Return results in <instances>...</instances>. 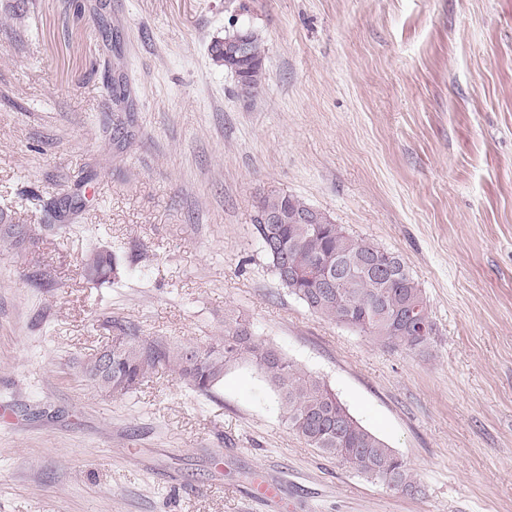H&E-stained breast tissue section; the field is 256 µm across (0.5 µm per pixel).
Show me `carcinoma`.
Returning a JSON list of instances; mask_svg holds the SVG:
<instances>
[{
  "label": "carcinoma",
  "instance_id": "1",
  "mask_svg": "<svg viewBox=\"0 0 512 512\" xmlns=\"http://www.w3.org/2000/svg\"><path fill=\"white\" fill-rule=\"evenodd\" d=\"M251 49L247 84L241 88L245 95L261 85L265 72L263 42L255 33ZM311 210L303 199L286 193H271L258 202L255 229L282 287L311 312L384 346L415 349L427 344L430 337L406 333L398 323L402 316L411 317L434 331L422 288L402 256L350 235L322 211L312 224L293 221ZM267 211L288 213V223H263L261 214ZM116 266L111 252L95 251L85 263L86 278L104 282ZM116 329L111 342L102 346L110 351L108 365L96 353L76 365L78 376L96 391L125 396L164 366L190 389L207 396L224 381L230 366L251 361L278 396L289 431L367 479L407 494L416 491L404 461L364 428L322 379L259 340L246 324L224 322V337L208 346H169L131 326L119 324Z\"/></svg>",
  "mask_w": 512,
  "mask_h": 512
}]
</instances>
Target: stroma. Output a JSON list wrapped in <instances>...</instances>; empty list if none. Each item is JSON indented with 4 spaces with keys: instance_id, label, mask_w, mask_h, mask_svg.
Listing matches in <instances>:
<instances>
[{
    "instance_id": "stroma-1",
    "label": "stroma",
    "mask_w": 512,
    "mask_h": 512,
    "mask_svg": "<svg viewBox=\"0 0 512 512\" xmlns=\"http://www.w3.org/2000/svg\"><path fill=\"white\" fill-rule=\"evenodd\" d=\"M234 26L265 47L248 97L212 53ZM272 192L400 254L430 343L290 295L254 230ZM1 224L41 241L0 243V512H279L261 477L289 512H512V0H0ZM103 249L121 268L89 283ZM228 318L416 492L295 436L254 363L209 396L167 368L117 398L76 374L115 324L205 346Z\"/></svg>"
}]
</instances>
